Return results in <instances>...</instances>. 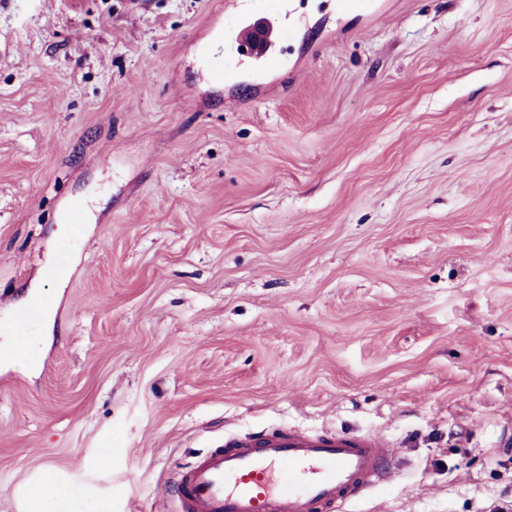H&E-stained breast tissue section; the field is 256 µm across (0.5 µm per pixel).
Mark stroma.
I'll list each match as a JSON object with an SVG mask.
<instances>
[{
	"label": "stroma",
	"mask_w": 512,
	"mask_h": 512,
	"mask_svg": "<svg viewBox=\"0 0 512 512\" xmlns=\"http://www.w3.org/2000/svg\"><path fill=\"white\" fill-rule=\"evenodd\" d=\"M0 0V512H179L232 435L369 434L342 512H512V0ZM82 230L64 231L73 200ZM267 15V10L252 6L247 19L236 28V54L211 60L208 68L211 80L224 81V75L238 70L243 64V59L260 65L267 74L285 65L281 47L286 35L285 30L271 21ZM51 304L50 298H43L32 307L20 311L15 316L10 327L0 336V360L1 362L17 361L19 359H33V354L25 347L23 336L30 322ZM2 337V338H1Z\"/></svg>",
	"instance_id": "obj_1"
}]
</instances>
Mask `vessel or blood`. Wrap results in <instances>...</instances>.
Listing matches in <instances>:
<instances>
[{
	"mask_svg": "<svg viewBox=\"0 0 512 512\" xmlns=\"http://www.w3.org/2000/svg\"><path fill=\"white\" fill-rule=\"evenodd\" d=\"M285 31L267 10L251 9L235 32V53L212 59L208 75L223 81L244 60L272 73L285 64ZM50 304L42 299L20 311L0 335V361L29 358L24 332ZM388 452L367 434L296 431L232 437L200 457L177 482L179 512H320L339 510L388 477Z\"/></svg>",
	"mask_w": 512,
	"mask_h": 512,
	"instance_id": "1",
	"label": "vessel or blood"
}]
</instances>
